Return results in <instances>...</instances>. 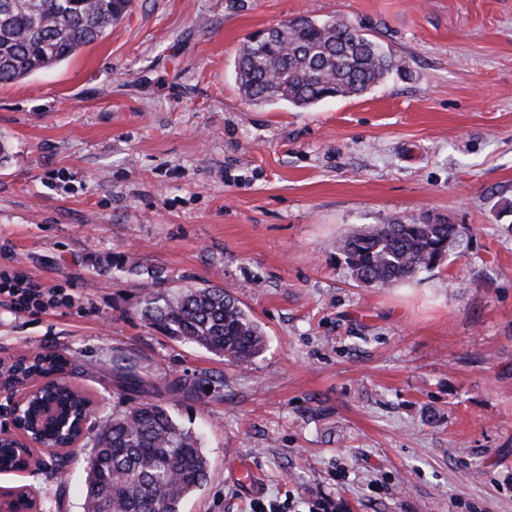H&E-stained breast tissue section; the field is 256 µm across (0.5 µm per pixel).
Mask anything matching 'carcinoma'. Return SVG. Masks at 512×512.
<instances>
[{
	"label": "carcinoma",
	"mask_w": 512,
	"mask_h": 512,
	"mask_svg": "<svg viewBox=\"0 0 512 512\" xmlns=\"http://www.w3.org/2000/svg\"><path fill=\"white\" fill-rule=\"evenodd\" d=\"M133 0H0V83L54 67L101 39L131 11ZM398 67L391 52L353 25L309 17L287 20L270 39L245 41L237 79L255 105L313 107L328 98L360 96ZM455 224H373L339 242L351 277L368 288L412 282L459 246ZM114 267L162 279L134 258ZM139 319L171 339L199 345L248 366L263 352L261 325L222 287H184L169 295L146 294ZM59 354L39 355L33 367L67 372ZM65 410L84 405L69 382L55 391ZM84 512H183V504L208 480L201 438L167 407L142 402L87 427Z\"/></svg>",
	"instance_id": "carcinoma-1"
}]
</instances>
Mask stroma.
I'll use <instances>...</instances> for the list:
<instances>
[{
	"label": "stroma",
	"mask_w": 512,
	"mask_h": 512,
	"mask_svg": "<svg viewBox=\"0 0 512 512\" xmlns=\"http://www.w3.org/2000/svg\"><path fill=\"white\" fill-rule=\"evenodd\" d=\"M299 15L361 27L399 71L310 109L250 103L239 46ZM0 137V272L68 296L0 297V364L50 349L99 414L166 405L211 464L183 512H512V0H136L100 41L0 84ZM406 219L462 227L463 253L358 286L339 241ZM123 254L165 281L117 271ZM207 284L264 329L251 366L140 321L146 293ZM89 449L0 487L83 512ZM2 295L18 310L59 307L66 303L67 296H62L60 291H45L38 281L30 277L9 273L0 274V296Z\"/></svg>",
	"instance_id": "35a3bbf8"
}]
</instances>
